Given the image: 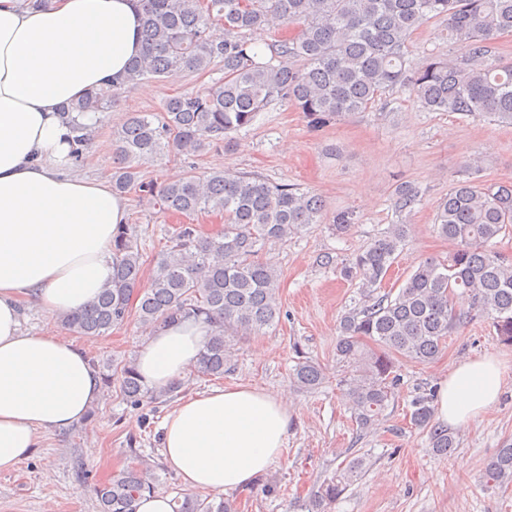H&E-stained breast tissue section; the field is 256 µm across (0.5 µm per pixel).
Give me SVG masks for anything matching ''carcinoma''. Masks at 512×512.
<instances>
[{"instance_id": "cac0c4a2", "label": "carcinoma", "mask_w": 512, "mask_h": 512, "mask_svg": "<svg viewBox=\"0 0 512 512\" xmlns=\"http://www.w3.org/2000/svg\"><path fill=\"white\" fill-rule=\"evenodd\" d=\"M136 6L142 52L129 62L123 81L61 108L74 133L69 159L79 165L93 140V125L81 118L91 113L100 122L126 86L218 66L224 76L210 87L170 96L157 112H131L112 132V193L120 197L138 190L164 211L187 218L217 213L224 225L205 237L191 223L180 225L146 283L137 238L129 227L118 228L111 280L61 323L82 336H99L122 323L133 302L145 333L201 321L210 329L197 361L205 376H224L235 335L259 334L277 323L278 276L262 257V247L323 223L325 203L312 192L257 175L229 169L199 175L193 165L158 188L141 179L145 164L169 153L190 158L218 148L275 101L321 126L367 112L387 93L400 92L427 112L484 114L512 125V60L496 47L498 37L512 32V0H136ZM271 16L289 31L268 43L260 32ZM438 18L447 22L448 43L460 53L432 55L415 69L412 36ZM215 24L224 25V36L211 33ZM465 169L469 178L457 181L435 214L434 230L453 246L447 260L423 261L396 296L377 295L410 231L408 224H391L341 266L344 278L365 297L341 320L336 342L337 359L350 367L342 387L363 430L379 420L393 398L395 358L429 364L457 325L474 319L491 322L501 342L512 346V254L496 242L512 234V182L481 183L474 178L478 164L469 161ZM421 204L419 186L395 187L396 211L410 215ZM355 221L352 212L340 211L331 230L344 234ZM459 295L468 297V310L456 309ZM117 375L123 394L134 402L157 403L181 387L148 386L131 361ZM293 379L314 390L325 375L306 360L298 363ZM432 403L425 393L416 396L411 418L426 431L430 448L446 455L457 448L456 437L433 423ZM360 466L358 459L351 462L321 486L311 512H331ZM155 468L139 455L133 466L111 476L96 490L100 512H136L137 500L157 489L148 479ZM488 471L493 481L512 483V441L498 449ZM174 512H236V507L230 500L215 503L187 494L174 499Z\"/></svg>"}]
</instances>
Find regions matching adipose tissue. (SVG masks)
Masks as SVG:
<instances>
[{
    "mask_svg": "<svg viewBox=\"0 0 512 512\" xmlns=\"http://www.w3.org/2000/svg\"><path fill=\"white\" fill-rule=\"evenodd\" d=\"M139 28L135 0H0V472L100 396L84 351L54 325L110 280L127 209L106 182L69 171L73 133L61 107L123 79ZM29 304L46 318L40 331L21 328ZM207 334L200 323L162 327L140 346L139 373L155 387L183 378ZM502 386L499 360L458 364L437 389L439 420L472 422ZM291 421L286 400L256 386L198 393L167 417L164 459L185 490L243 488L280 459Z\"/></svg>",
    "mask_w": 512,
    "mask_h": 512,
    "instance_id": "adipose-tissue-1",
    "label": "adipose tissue"
}]
</instances>
